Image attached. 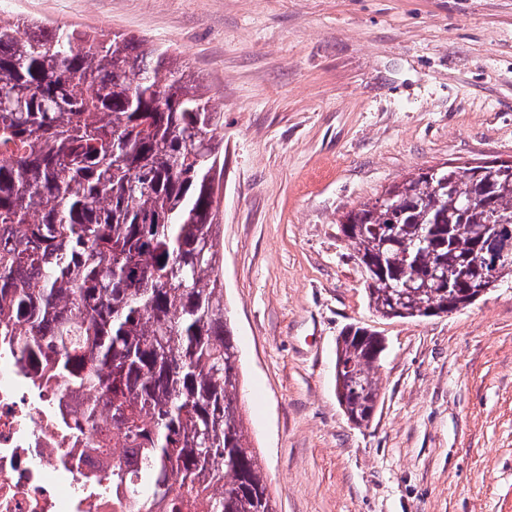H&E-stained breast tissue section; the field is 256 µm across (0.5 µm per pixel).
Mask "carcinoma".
<instances>
[{
	"instance_id": "1",
	"label": "carcinoma",
	"mask_w": 512,
	"mask_h": 512,
	"mask_svg": "<svg viewBox=\"0 0 512 512\" xmlns=\"http://www.w3.org/2000/svg\"><path fill=\"white\" fill-rule=\"evenodd\" d=\"M483 166L441 167L342 217L374 310L470 305L512 280L477 256L512 225V169L487 204ZM224 113L175 51L144 36L0 19V344L33 379L90 393L137 466L123 512H276L238 399V349L219 274ZM374 332L337 347L345 411L374 415Z\"/></svg>"
}]
</instances>
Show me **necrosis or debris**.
Here are the masks:
<instances>
[{"label":"necrosis or debris","mask_w":512,"mask_h":512,"mask_svg":"<svg viewBox=\"0 0 512 512\" xmlns=\"http://www.w3.org/2000/svg\"><path fill=\"white\" fill-rule=\"evenodd\" d=\"M85 400L55 383L33 392L0 353V512H113L111 428L70 429Z\"/></svg>","instance_id":"1"}]
</instances>
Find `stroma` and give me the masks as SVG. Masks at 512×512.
I'll return each instance as SVG.
<instances>
[{
    "label": "stroma",
    "mask_w": 512,
    "mask_h": 512,
    "mask_svg": "<svg viewBox=\"0 0 512 512\" xmlns=\"http://www.w3.org/2000/svg\"><path fill=\"white\" fill-rule=\"evenodd\" d=\"M179 53L224 115V305L278 512H512V287L449 315L369 305L341 217L420 168L512 159V0H22ZM386 342L371 424L336 398ZM386 346L384 340L364 327L349 326L342 335L336 351L343 361L341 377L342 400L345 413L358 419H370L378 402L380 383L377 363L381 360Z\"/></svg>",
    "instance_id": "35a3bbf8"
}]
</instances>
